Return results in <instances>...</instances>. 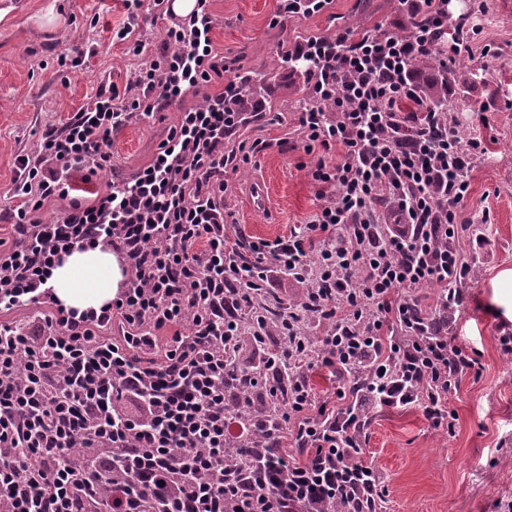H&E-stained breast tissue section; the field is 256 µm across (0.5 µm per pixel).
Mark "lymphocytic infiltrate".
<instances>
[{"instance_id": "lymphocytic-infiltrate-1", "label": "lymphocytic infiltrate", "mask_w": 512, "mask_h": 512, "mask_svg": "<svg viewBox=\"0 0 512 512\" xmlns=\"http://www.w3.org/2000/svg\"><path fill=\"white\" fill-rule=\"evenodd\" d=\"M122 2L112 40L137 67L46 126L0 198L12 228L0 239V310L34 311L0 322V512H381L371 417L417 410L453 433L448 392L479 369L448 318L471 271L460 242L484 148L426 100L413 63L435 56L451 72L481 26L453 18L448 0H399L408 35L345 29L283 54L308 89L297 132L305 152H323L310 173L324 201L268 240L230 230L224 209L225 173L268 147L239 132L266 114L236 59L216 52L209 0L184 16L173 0ZM145 15L166 22L153 51ZM217 77L222 89L207 93ZM197 94L148 165L98 187L117 131ZM407 102L414 112L402 113ZM53 203L59 217L44 220ZM100 244L120 264L114 300L62 308L52 269ZM280 279L302 287L299 299L271 297ZM428 286L426 309L412 293ZM162 329V360L142 358ZM271 337L274 353L241 361L244 343ZM312 371L334 379L332 401L317 402Z\"/></svg>"}]
</instances>
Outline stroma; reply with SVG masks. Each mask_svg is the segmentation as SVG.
Returning a JSON list of instances; mask_svg holds the SVG:
<instances>
[{"instance_id": "obj_1", "label": "stroma", "mask_w": 512, "mask_h": 512, "mask_svg": "<svg viewBox=\"0 0 512 512\" xmlns=\"http://www.w3.org/2000/svg\"><path fill=\"white\" fill-rule=\"evenodd\" d=\"M22 11L0 21V192L9 188L17 155L34 152L43 127L70 116L96 92L124 86L134 61L112 30L125 19L122 0H21ZM279 0H211L217 18V52L240 57L255 97L265 102L269 122L249 127L246 139L270 147L226 177L224 208L247 235L286 236L304 224L321 200L310 169L317 159L297 148L296 114L305 92L301 77L281 63L294 41L330 36L342 29L374 27L408 33L412 20L398 0H333L314 16L294 17L287 28L271 27ZM480 44L498 54L485 64L480 54L460 59L451 77L453 99L472 109L462 138H480L485 152L469 172V213L489 210L491 221L474 223L461 242L473 269L463 282L465 301L450 326L457 342L476 347L480 376L465 374L448 394L457 414L454 433L429 427L415 410H386L368 428L366 458L387 477L383 512H485L489 503L512 497V354L499 338L512 333V315L502 303L497 277L512 270V0H487ZM70 51L78 67H59ZM197 96L171 106L163 116L132 123L112 138L113 174L130 175L150 163L182 108ZM270 189V210L250 211L247 197L255 181Z\"/></svg>"}]
</instances>
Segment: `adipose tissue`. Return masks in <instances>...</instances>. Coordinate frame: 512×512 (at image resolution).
<instances>
[{
	"instance_id": "obj_1",
	"label": "adipose tissue",
	"mask_w": 512,
	"mask_h": 512,
	"mask_svg": "<svg viewBox=\"0 0 512 512\" xmlns=\"http://www.w3.org/2000/svg\"><path fill=\"white\" fill-rule=\"evenodd\" d=\"M122 280L110 248L74 251L53 269L50 283L55 299L65 308L83 311L100 308L112 300Z\"/></svg>"
}]
</instances>
